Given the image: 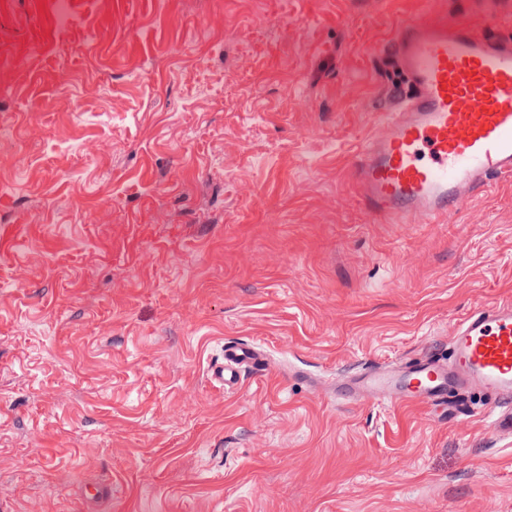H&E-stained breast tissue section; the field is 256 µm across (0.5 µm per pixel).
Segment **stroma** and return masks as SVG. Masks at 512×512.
<instances>
[{"label": "stroma", "mask_w": 512, "mask_h": 512, "mask_svg": "<svg viewBox=\"0 0 512 512\" xmlns=\"http://www.w3.org/2000/svg\"><path fill=\"white\" fill-rule=\"evenodd\" d=\"M438 12L0 0V512H512V407L336 396L512 298V180L433 227L353 180ZM264 362L261 351L247 343H229L224 346V364L214 370V376L224 389H234L240 379V371L250 366H260Z\"/></svg>", "instance_id": "stroma-1"}]
</instances>
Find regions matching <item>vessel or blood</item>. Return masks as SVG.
Listing matches in <instances>:
<instances>
[{"label":"vessel or blood","mask_w":512,"mask_h":512,"mask_svg":"<svg viewBox=\"0 0 512 512\" xmlns=\"http://www.w3.org/2000/svg\"><path fill=\"white\" fill-rule=\"evenodd\" d=\"M395 59L412 88L381 113L354 166L366 210L388 224H442L491 187L512 178V36L471 21L435 16L393 32ZM264 362L247 343L224 347L214 376L236 388L240 371ZM480 390L512 399V299L476 305L458 323L452 357L423 358L394 370L372 368L341 381L345 399L423 407L452 405L449 391Z\"/></svg>","instance_id":"b4317fda"}]
</instances>
